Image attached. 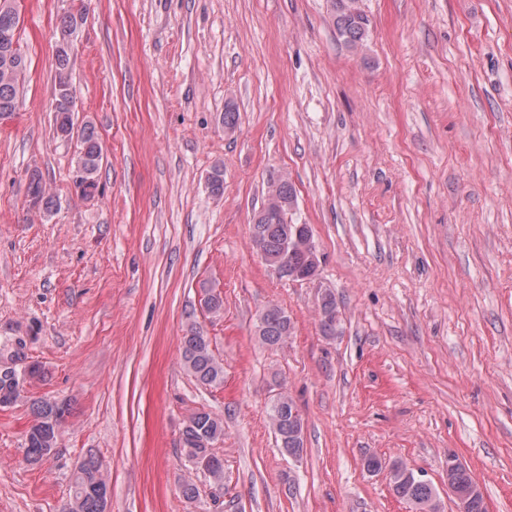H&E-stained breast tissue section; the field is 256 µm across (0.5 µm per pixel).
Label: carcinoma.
I'll return each instance as SVG.
<instances>
[{
    "label": "carcinoma",
    "mask_w": 512,
    "mask_h": 512,
    "mask_svg": "<svg viewBox=\"0 0 512 512\" xmlns=\"http://www.w3.org/2000/svg\"><path fill=\"white\" fill-rule=\"evenodd\" d=\"M77 12L63 15L59 21V39L66 41L75 33L78 18L82 17L84 0H79ZM333 24L338 36L350 48L363 46L368 36L369 20L356 6V0H330ZM13 6L6 2L0 5V119L10 117L20 106L26 62L21 51L18 21L12 14ZM72 54L56 55L55 100L59 106L54 110L57 136L70 139L77 137V156L74 183L84 196L98 192L97 173L102 160V148L94 128L88 124L75 127L74 113L60 100L72 92L70 82ZM28 194L39 210L50 211L55 206L53 196L47 194L42 178L34 173L30 176ZM297 202L293 184L286 178L277 180L270 187L261 209L256 212L251 225V242L256 252L268 263L286 261L288 275L304 281L317 276L318 265L309 258L308 243L313 240L308 224H292L288 215ZM320 328L324 335L334 336L340 327L336 296L324 290L318 301ZM293 332V323L288 314L278 306L262 310L256 318L255 335L261 345L277 347ZM182 359L187 371L201 385L217 387L224 383V365L213 354L210 340L201 326L192 324L181 337ZM33 415L26 432V457L31 464L40 463L56 447L58 436L54 424L69 408L46 399H34L30 404ZM268 417L279 448L288 455H299L304 449V419L295 402L288 396L272 401ZM209 432L214 440L224 437V420L217 414L199 410L188 418L182 432V451L189 452L200 460H214L205 475L214 484L224 483V460L217 458L213 449L198 443L201 432ZM452 465L453 479L463 490L471 484L469 470L453 456L448 457ZM389 466L390 487L393 494L422 510L436 495L435 487L427 480L419 479L407 470L400 461ZM107 485L103 477L102 464L90 454L81 461L73 476L72 495L66 512H105L104 499L98 489Z\"/></svg>",
    "instance_id": "carcinoma-1"
}]
</instances>
